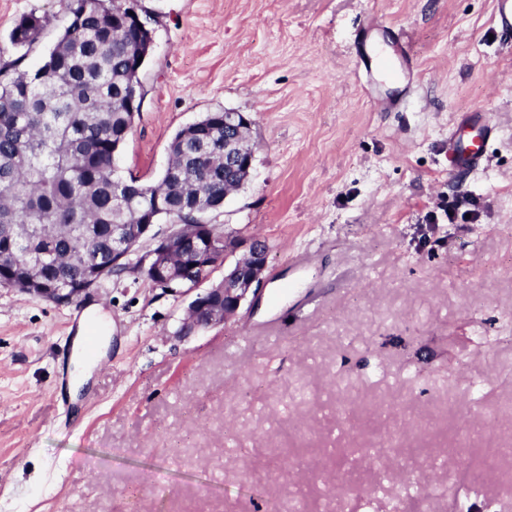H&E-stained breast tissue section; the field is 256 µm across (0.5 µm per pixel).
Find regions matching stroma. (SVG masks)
<instances>
[{"label":"stroma","instance_id":"obj_1","mask_svg":"<svg viewBox=\"0 0 512 512\" xmlns=\"http://www.w3.org/2000/svg\"><path fill=\"white\" fill-rule=\"evenodd\" d=\"M68 0H0V67L37 66ZM154 44L124 177L233 109L253 172L211 221L265 241L257 310L181 340L190 298L144 272L68 304L0 286V512H512V48L493 0H143ZM40 42L10 41L28 13ZM418 83L374 109L362 21ZM471 109L496 134L448 166ZM97 307L95 357L66 323ZM91 377L64 410L60 364ZM465 126L469 129H479L483 134L481 144L475 145L474 142L464 138L461 129L452 132L448 142V159L453 167L475 170L481 166L485 157L483 141L491 138L494 128L486 119L484 114L475 111L466 119Z\"/></svg>","mask_w":512,"mask_h":512}]
</instances>
